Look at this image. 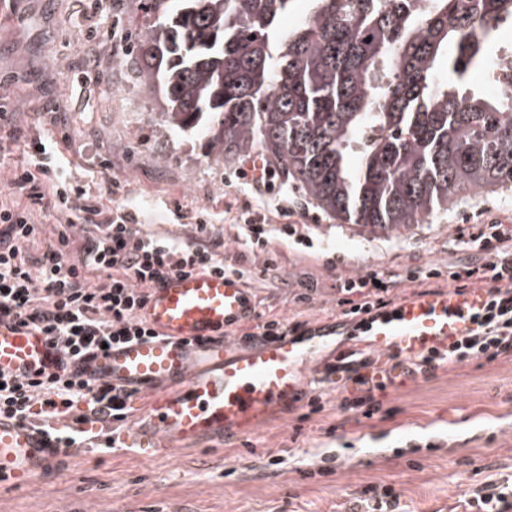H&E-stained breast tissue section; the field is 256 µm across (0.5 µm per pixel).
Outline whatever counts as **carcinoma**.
<instances>
[{"instance_id": "1", "label": "carcinoma", "mask_w": 512, "mask_h": 512, "mask_svg": "<svg viewBox=\"0 0 512 512\" xmlns=\"http://www.w3.org/2000/svg\"><path fill=\"white\" fill-rule=\"evenodd\" d=\"M147 0L142 82L173 134L275 160L329 215L399 234L512 183V87H471L512 0Z\"/></svg>"}]
</instances>
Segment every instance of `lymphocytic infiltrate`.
I'll list each match as a JSON object with an SVG mask.
<instances>
[{
	"instance_id": "lymphocytic-infiltrate-1",
	"label": "lymphocytic infiltrate",
	"mask_w": 512,
	"mask_h": 512,
	"mask_svg": "<svg viewBox=\"0 0 512 512\" xmlns=\"http://www.w3.org/2000/svg\"><path fill=\"white\" fill-rule=\"evenodd\" d=\"M111 181L89 185L63 177L59 164L13 170L0 194V316L49 336L72 359L94 360L103 346L154 338L138 317L151 288L173 273L215 271L241 280L248 269L227 261L224 241L206 213H199L191 236L151 233L140 226L139 211L105 206ZM57 217L54 238H44L37 214ZM82 246H74V234ZM460 245L481 252L472 266L431 264L409 268L405 279H439L450 292L481 290V303L461 315L457 336L441 349L415 354L392 352L371 358L364 350L340 352L326 364L328 376L355 385L365 402L385 390L389 374L404 366L408 374L443 364L512 358V225L457 228ZM336 289L358 296L351 309L358 338L372 320L391 318L398 304L380 271H360L337 280ZM130 391L100 383L89 372L37 374L17 380L0 372V417L34 424L67 448L112 451L113 422L125 421ZM468 512H512V486L488 481L469 489Z\"/></svg>"
}]
</instances>
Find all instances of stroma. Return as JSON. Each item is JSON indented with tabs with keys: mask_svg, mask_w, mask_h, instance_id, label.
Returning <instances> with one entry per match:
<instances>
[{
	"mask_svg": "<svg viewBox=\"0 0 512 512\" xmlns=\"http://www.w3.org/2000/svg\"><path fill=\"white\" fill-rule=\"evenodd\" d=\"M144 21L143 0H0V113L28 136L65 127L68 143L46 141V159L66 158L72 180L115 182L105 205L142 211L146 229L180 237L208 211L228 261L260 270L264 256L241 244L236 222L256 206L234 175L251 156L224 160L209 154L203 137L165 130L164 103L141 82L136 50L123 40ZM90 39L102 78L88 87L81 77ZM283 190L299 206L267 212L279 280L245 287L267 318L298 315L313 328L335 319L336 352L349 349L355 323L336 305L338 275L377 269L400 277L395 293L408 297L417 290L403 279L409 267L472 261L453 231L467 212L485 206L512 224V183L461 194L402 236L338 224L297 186ZM287 224L293 235L283 233ZM300 280L315 286L306 304L294 298ZM358 396L320 383L313 361L287 417L253 435L151 460L135 448H82L28 489L0 488V512H346L365 488L383 486L395 489L402 512H451L472 485L512 478V360L416 374L375 392L369 417Z\"/></svg>",
	"mask_w": 512,
	"mask_h": 512,
	"instance_id": "obj_1",
	"label": "stroma"
}]
</instances>
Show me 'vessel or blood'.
Here are the masks:
<instances>
[{"instance_id": "obj_1", "label": "vessel or blood", "mask_w": 512, "mask_h": 512, "mask_svg": "<svg viewBox=\"0 0 512 512\" xmlns=\"http://www.w3.org/2000/svg\"><path fill=\"white\" fill-rule=\"evenodd\" d=\"M477 296H412L397 318L374 324L369 346L412 354L448 343L459 325L451 312L478 305ZM253 314L252 300L233 276L172 274L153 289L141 316L157 334L98 355L88 366L97 380L143 395L147 412L115 438L119 448L152 459L213 447L246 436L273 415L287 414L303 392L306 360L328 347L335 330L320 326L300 338L281 333L240 352L227 335ZM42 333L0 318V371L25 379L40 371L78 370ZM69 455L34 426L0 419V480L22 487L59 470Z\"/></svg>"}]
</instances>
